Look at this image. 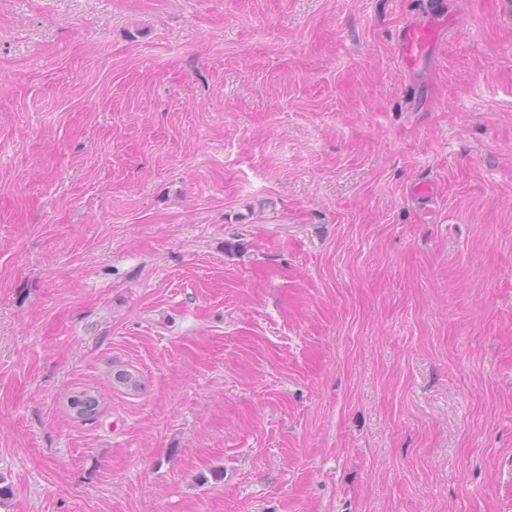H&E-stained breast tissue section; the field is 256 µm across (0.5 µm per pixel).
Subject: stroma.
I'll return each instance as SVG.
<instances>
[{"label": "stroma", "mask_w": 512, "mask_h": 512, "mask_svg": "<svg viewBox=\"0 0 512 512\" xmlns=\"http://www.w3.org/2000/svg\"><path fill=\"white\" fill-rule=\"evenodd\" d=\"M0 480L512 512V0H0ZM443 29V20L434 16L410 22L402 31L397 45L404 64L415 68L425 50L438 42ZM100 397L85 390L73 392L68 398V408L83 419L94 418L100 407Z\"/></svg>", "instance_id": "1"}]
</instances>
